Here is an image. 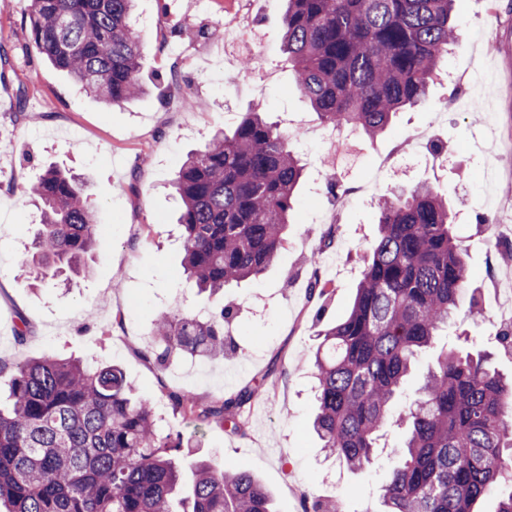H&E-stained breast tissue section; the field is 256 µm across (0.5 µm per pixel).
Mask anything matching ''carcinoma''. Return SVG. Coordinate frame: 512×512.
Listing matches in <instances>:
<instances>
[{
  "mask_svg": "<svg viewBox=\"0 0 512 512\" xmlns=\"http://www.w3.org/2000/svg\"><path fill=\"white\" fill-rule=\"evenodd\" d=\"M135 0H31L33 47L90 96L121 105L143 91V43ZM284 50L297 88L323 123L375 139L396 112L421 103L449 46L458 44L455 0H286ZM290 135L248 112L232 135L215 130L186 156L175 180L187 278L215 294L257 277L286 241L303 168ZM87 182L49 168L24 194L42 204L34 253L19 259L55 275L78 269L98 232ZM347 314L320 332L314 353L322 448L348 469H368L418 351L431 346L459 310L470 274L446 201L427 185L389 192ZM236 312L166 316L151 350L163 369L174 353L224 354V323ZM0 362V377L7 372ZM9 406L0 409V512H272L248 471L192 463L189 493L172 440L150 404L134 396L120 368L41 358L15 364ZM254 390L199 405L171 392L194 422L244 432ZM392 450L398 463L383 486L385 512H476L499 494L512 512V379L491 353L450 348L406 410Z\"/></svg>",
  "mask_w": 512,
  "mask_h": 512,
  "instance_id": "carcinoma-1",
  "label": "carcinoma"
}]
</instances>
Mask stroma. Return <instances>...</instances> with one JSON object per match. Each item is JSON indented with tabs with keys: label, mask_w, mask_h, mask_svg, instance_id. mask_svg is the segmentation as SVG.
<instances>
[{
	"label": "stroma",
	"mask_w": 512,
	"mask_h": 512,
	"mask_svg": "<svg viewBox=\"0 0 512 512\" xmlns=\"http://www.w3.org/2000/svg\"><path fill=\"white\" fill-rule=\"evenodd\" d=\"M238 0H137L144 38L145 91L119 106L94 99L30 47L26 0L0 5V362L42 356L106 360L124 370L155 410L161 434L194 435L181 460L213 459L251 471L273 498L274 512H304L308 501H340L343 512H380V487L395 461L385 448L404 437L388 421L374 466L354 472L326 455L313 432L318 333L341 317L361 279L363 257L378 235L380 194L418 184L434 188L455 214L471 274L461 313L447 335L418 353L395 409L408 406L441 351L467 336L493 352L495 368L512 374V356L496 350L493 314L504 279L502 254L512 242L490 228L511 213L512 0H458L460 43L444 62L457 82L436 77L424 105L397 113L376 139L324 140L328 127L296 89L283 51L284 0H251L249 24L225 38L216 20ZM261 55L273 71L257 85L241 62ZM258 108L282 123L299 118L309 133L290 147L304 167L287 240L258 277L223 294L198 293L183 269L177 226L180 201L172 181L186 153L217 127L234 130ZM427 129L419 155L405 139ZM392 161L379 194L354 188L373 158ZM57 167L89 178L87 205L99 230L85 274L38 282L17 264L39 228L24 188ZM335 257L345 273L328 300L311 294L310 252ZM226 304L239 309L235 351L216 359L184 356L158 369L150 351L154 324L165 315ZM27 325L24 345L14 339ZM254 388L245 432L195 427L175 409L177 392L210 402Z\"/></svg>",
	"instance_id": "1"
}]
</instances>
